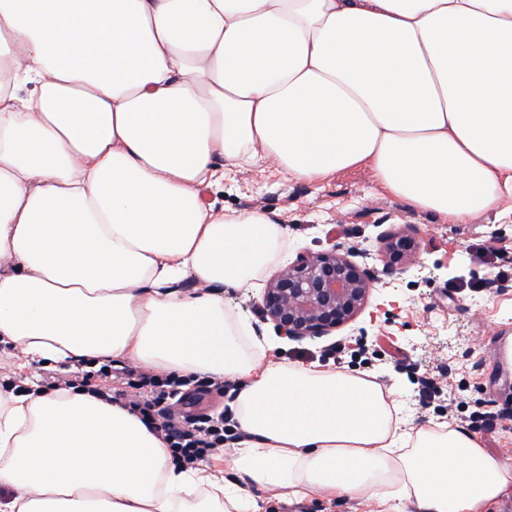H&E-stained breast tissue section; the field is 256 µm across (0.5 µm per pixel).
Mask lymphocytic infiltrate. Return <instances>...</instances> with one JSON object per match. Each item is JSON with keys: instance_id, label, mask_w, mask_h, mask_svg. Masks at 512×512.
Segmentation results:
<instances>
[{"instance_id": "lymphocytic-infiltrate-1", "label": "lymphocytic infiltrate", "mask_w": 512, "mask_h": 512, "mask_svg": "<svg viewBox=\"0 0 512 512\" xmlns=\"http://www.w3.org/2000/svg\"><path fill=\"white\" fill-rule=\"evenodd\" d=\"M99 373L105 382L97 390L107 401H121L167 444L174 460L193 467L238 439L239 433L231 417L224 415H187L176 410L174 400L182 388H196L216 393L234 389L228 379L194 380L193 377L155 373L139 367L127 369L119 386H112L111 366Z\"/></svg>"}]
</instances>
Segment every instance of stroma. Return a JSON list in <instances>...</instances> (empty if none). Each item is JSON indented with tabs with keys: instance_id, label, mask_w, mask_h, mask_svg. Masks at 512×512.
I'll use <instances>...</instances> for the list:
<instances>
[{
	"instance_id": "obj_1",
	"label": "stroma",
	"mask_w": 512,
	"mask_h": 512,
	"mask_svg": "<svg viewBox=\"0 0 512 512\" xmlns=\"http://www.w3.org/2000/svg\"><path fill=\"white\" fill-rule=\"evenodd\" d=\"M206 206L228 215L259 212L286 225L284 253L354 247L382 267L381 230L412 226L419 249L413 265L375 282L364 310L332 335L291 341L261 322L254 305L277 273L238 288L215 289L226 313L258 326L277 362L301 361L330 370L366 372L395 389L413 424L450 422L475 434L483 447L512 465V428L488 432L486 420L512 416V371L499 354L512 338V214L496 211L459 221L418 210L382 190L365 169L340 171L320 182L290 177L274 163L228 168L205 189ZM493 256H486L487 246ZM447 371L459 394L455 410L419 404L417 380ZM364 499L317 492L299 503L268 498L262 512H370Z\"/></svg>"
}]
</instances>
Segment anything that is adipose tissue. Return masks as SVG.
Listing matches in <instances>:
<instances>
[{
	"mask_svg": "<svg viewBox=\"0 0 512 512\" xmlns=\"http://www.w3.org/2000/svg\"><path fill=\"white\" fill-rule=\"evenodd\" d=\"M31 93H24V86ZM273 160L366 167L455 219L512 199V0H0V349L229 378L235 478L177 464L86 388L0 389V512H261L276 491L375 512H489L512 466L415 427L366 374L267 360L211 285L288 229L201 191ZM205 291H182L185 275Z\"/></svg>",
	"mask_w": 512,
	"mask_h": 512,
	"instance_id": "ef3b65f1",
	"label": "adipose tissue"
}]
</instances>
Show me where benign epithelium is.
Segmentation results:
<instances>
[{"label":"benign epithelium","instance_id":"obj_1","mask_svg":"<svg viewBox=\"0 0 512 512\" xmlns=\"http://www.w3.org/2000/svg\"><path fill=\"white\" fill-rule=\"evenodd\" d=\"M410 227L381 235L383 252L398 256L407 247ZM364 252L332 248L317 253L299 252L283 264L265 290L262 317L291 340L319 339L351 322L367 304L378 273L393 275L397 267L386 261L382 271L360 266L354 258Z\"/></svg>","mask_w":512,"mask_h":512}]
</instances>
